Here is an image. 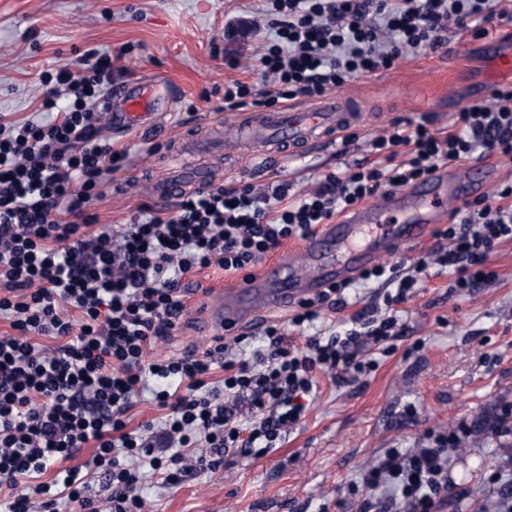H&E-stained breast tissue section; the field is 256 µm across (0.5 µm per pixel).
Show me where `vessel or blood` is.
<instances>
[{
  "instance_id": "vessel-or-blood-1",
  "label": "vessel or blood",
  "mask_w": 512,
  "mask_h": 512,
  "mask_svg": "<svg viewBox=\"0 0 512 512\" xmlns=\"http://www.w3.org/2000/svg\"><path fill=\"white\" fill-rule=\"evenodd\" d=\"M487 87H512V39H499L484 71ZM112 127L125 133L153 128L159 113L168 111L170 94L157 92L143 82H131L111 91ZM348 97L334 96L306 109L251 112L224 126L236 146L263 134L287 142L289 149L308 145L314 132L323 141L352 128ZM495 172L484 167L477 175L444 171L424 183L381 198L375 205L357 209L342 222L324 225L305 247L267 265L262 276L243 280L225 290L212 308L217 322L232 326L241 315L278 310L317 294L329 284L371 267L394 247L426 236L447 222L448 204L479 196L490 186Z\"/></svg>"
}]
</instances>
